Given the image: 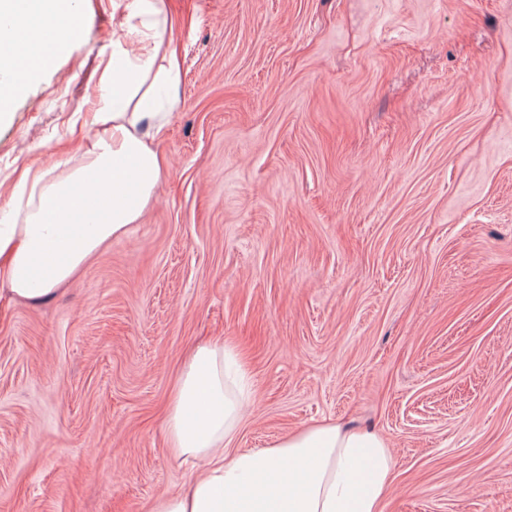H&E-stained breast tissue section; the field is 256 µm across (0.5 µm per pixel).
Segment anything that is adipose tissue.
Here are the masks:
<instances>
[{
	"label": "adipose tissue",
	"instance_id": "adipose-tissue-1",
	"mask_svg": "<svg viewBox=\"0 0 512 512\" xmlns=\"http://www.w3.org/2000/svg\"><path fill=\"white\" fill-rule=\"evenodd\" d=\"M33 28L0 42V101L82 37L79 0H31ZM117 39L90 129H72L66 175L26 169L14 221L0 225V283L12 298L42 300L100 247L137 223L152 201L178 103V35L165 0H139ZM249 371L231 344L197 346L171 393L166 446L195 476L156 498L151 512H383L396 462L380 434L322 423L266 448L235 450L250 405Z\"/></svg>",
	"mask_w": 512,
	"mask_h": 512
}]
</instances>
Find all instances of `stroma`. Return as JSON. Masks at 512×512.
Listing matches in <instances>:
<instances>
[{
    "instance_id": "obj_1",
    "label": "stroma",
    "mask_w": 512,
    "mask_h": 512,
    "mask_svg": "<svg viewBox=\"0 0 512 512\" xmlns=\"http://www.w3.org/2000/svg\"><path fill=\"white\" fill-rule=\"evenodd\" d=\"M0 119V218L99 105L112 20ZM178 105L139 223L0 305V512H150L191 348L252 377L236 448L390 442L384 512H512V0H167Z\"/></svg>"
}]
</instances>
